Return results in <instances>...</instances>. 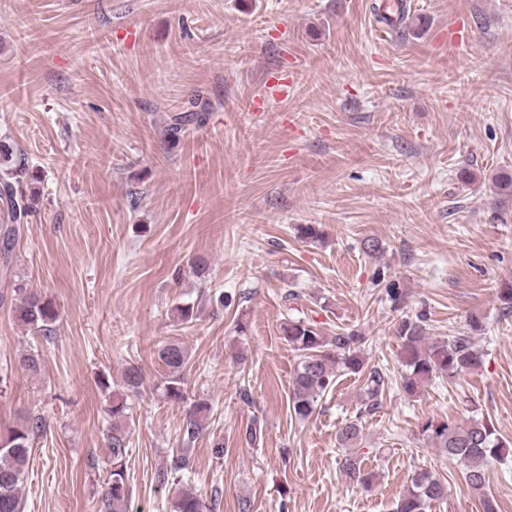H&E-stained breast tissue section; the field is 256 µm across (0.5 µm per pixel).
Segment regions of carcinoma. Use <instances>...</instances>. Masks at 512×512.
<instances>
[{"label":"carcinoma","instance_id":"obj_1","mask_svg":"<svg viewBox=\"0 0 512 512\" xmlns=\"http://www.w3.org/2000/svg\"><path fill=\"white\" fill-rule=\"evenodd\" d=\"M14 156V146L0 139V212L7 217L0 223L1 277L11 274L15 242L23 220L35 202V192L24 189L25 168ZM13 292L14 319L33 335L50 340L58 318L53 303L28 291L20 279H13ZM283 333L288 345L300 352L289 394V409L298 419L312 416L319 399L335 387L338 373L342 371L364 375L365 411L372 412L379 407L386 380L378 369L364 368V359L358 351L362 336L349 332L326 338L319 333L317 325L306 318L287 320ZM397 336L401 340L402 361L406 368L402 388L410 395L428 381L435 378L451 380L481 364L472 337L464 333L433 339L425 335L421 322L403 320L398 324ZM158 356L169 369L164 381V396L173 402H186L182 377V369L187 363L185 349L176 342L168 343L158 350ZM98 387L103 393H110L107 376L98 379ZM211 410L205 400L190 403L182 424L184 442L191 443L204 433ZM107 411L112 417V435L108 444L110 474L104 484L99 512H128L131 494L126 465L129 439L123 428L128 415L126 398L112 394ZM45 428L43 418L30 413L22 417L19 426L0 437V512H20V493L33 440L43 434ZM422 431L435 441L448 459L463 466L466 484L483 497L484 512H496L494 500L485 493L487 467L490 461L511 455L512 442L498 438L487 423L474 418L465 423L430 421ZM338 442L345 448L340 462L342 471L352 482L370 487L374 475L363 467L361 425L355 420L346 422L338 432ZM186 469L187 458L179 452L172 457L170 470L158 472V483L166 485L169 474ZM445 495L443 481L430 471L419 470L397 503L396 512H426L432 503L444 499ZM216 506V496L204 500L190 489L179 491L174 504L175 512H215Z\"/></svg>","mask_w":512,"mask_h":512}]
</instances>
